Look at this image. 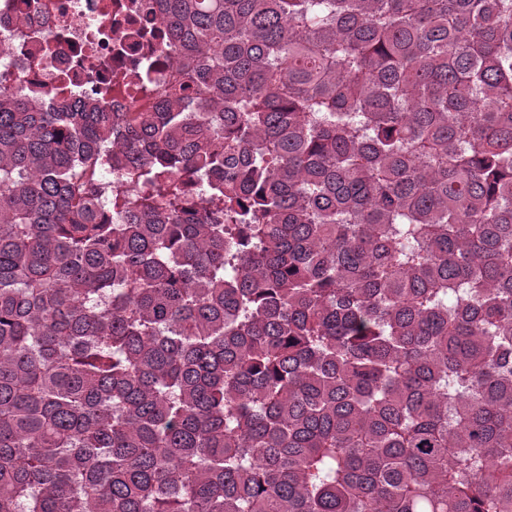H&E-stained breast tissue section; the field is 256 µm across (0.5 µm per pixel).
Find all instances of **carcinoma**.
Segmentation results:
<instances>
[{
  "label": "carcinoma",
  "mask_w": 512,
  "mask_h": 512,
  "mask_svg": "<svg viewBox=\"0 0 512 512\" xmlns=\"http://www.w3.org/2000/svg\"><path fill=\"white\" fill-rule=\"evenodd\" d=\"M152 2L0 85V512H512V0ZM147 0H0V79L36 92L44 106L94 93L110 112H152L174 79L165 42L147 34L163 27L146 19ZM81 59L79 67L74 59ZM74 65V66H72ZM121 76L139 85L127 96Z\"/></svg>",
  "instance_id": "cac0c4a2"
}]
</instances>
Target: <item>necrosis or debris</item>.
<instances>
[{
    "label": "necrosis or debris",
    "instance_id": "4bbe7bcc",
    "mask_svg": "<svg viewBox=\"0 0 512 512\" xmlns=\"http://www.w3.org/2000/svg\"><path fill=\"white\" fill-rule=\"evenodd\" d=\"M147 0H0V82L50 107L104 90L111 112H150L174 79Z\"/></svg>",
    "mask_w": 512,
    "mask_h": 512
}]
</instances>
